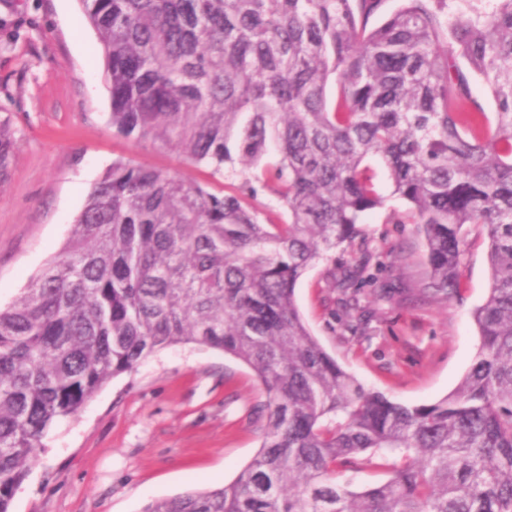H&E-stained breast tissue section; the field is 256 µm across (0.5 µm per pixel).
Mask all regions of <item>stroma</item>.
Segmentation results:
<instances>
[{
    "instance_id": "35a3bbf8",
    "label": "stroma",
    "mask_w": 512,
    "mask_h": 512,
    "mask_svg": "<svg viewBox=\"0 0 512 512\" xmlns=\"http://www.w3.org/2000/svg\"><path fill=\"white\" fill-rule=\"evenodd\" d=\"M105 62L80 0H0V124L13 140L0 179V307L8 306L66 244L88 193L113 161L202 180L205 168L160 145L113 134ZM389 199L364 218L377 282L358 296L362 324L343 313L332 276L352 264L337 251L296 291L311 333L366 387L408 405L450 394L473 365L472 313L490 281L487 239L466 228L457 289L424 298L429 270L417 225L389 222ZM254 373L224 353L176 344L102 386L43 438L11 512H142L150 502L231 483L257 453L265 419Z\"/></svg>"
}]
</instances>
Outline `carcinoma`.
<instances>
[{"label": "carcinoma", "instance_id": "obj_1", "mask_svg": "<svg viewBox=\"0 0 512 512\" xmlns=\"http://www.w3.org/2000/svg\"><path fill=\"white\" fill-rule=\"evenodd\" d=\"M386 2L81 0L112 130L211 181L113 162L62 252L0 308V512L57 421L177 343L255 373L263 439L233 482L143 512H512V0ZM373 158L407 204L390 220L423 235V294L455 290L465 226L488 240L479 356L429 405L366 389L295 301L385 206ZM370 262L360 249L334 287L374 280ZM338 467L387 479L351 490Z\"/></svg>", "mask_w": 512, "mask_h": 512}]
</instances>
